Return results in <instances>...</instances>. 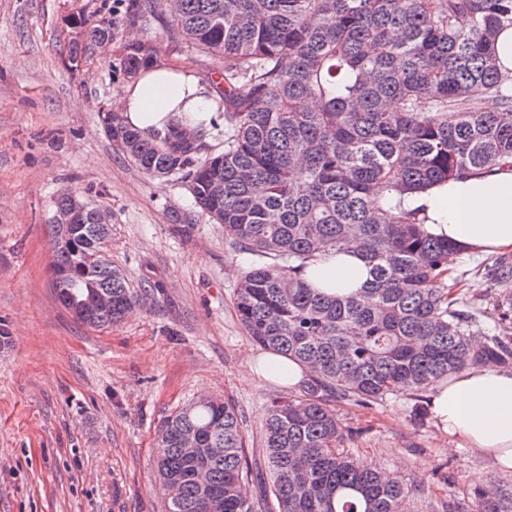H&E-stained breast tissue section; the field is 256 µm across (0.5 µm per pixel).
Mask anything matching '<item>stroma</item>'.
<instances>
[{"mask_svg":"<svg viewBox=\"0 0 512 512\" xmlns=\"http://www.w3.org/2000/svg\"><path fill=\"white\" fill-rule=\"evenodd\" d=\"M112 17L108 51L71 60L84 28ZM146 31L108 0H0V512H164L154 476L163 422L198 397L231 398L250 452L271 400L288 388L250 374L261 354L234 292L244 257L196 208L181 176L138 169L105 136L103 109ZM156 59L224 91L223 58L160 33ZM111 224L106 254L144 298L106 329L78 322L52 284L50 221L62 188ZM413 395L335 401L357 437L342 448L400 477L420 512H476V490L512 493V473L449 450Z\"/></svg>","mask_w":512,"mask_h":512,"instance_id":"obj_1","label":"stroma"}]
</instances>
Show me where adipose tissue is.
<instances>
[{
  "instance_id": "adipose-tissue-1",
  "label": "adipose tissue",
  "mask_w": 512,
  "mask_h": 512,
  "mask_svg": "<svg viewBox=\"0 0 512 512\" xmlns=\"http://www.w3.org/2000/svg\"><path fill=\"white\" fill-rule=\"evenodd\" d=\"M117 104L125 121L147 135L162 128L169 113L187 112L207 122L217 109L207 83L162 63L144 68ZM402 205L418 211L428 232L464 252H512V165L448 179L405 196ZM368 277L355 247L319 256L306 271L307 281L328 294L356 291ZM430 407L451 448L471 449L502 472H512V370L486 365L457 371L435 388Z\"/></svg>"
}]
</instances>
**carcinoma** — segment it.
<instances>
[{"instance_id": "cac0c4a2", "label": "carcinoma", "mask_w": 512, "mask_h": 512, "mask_svg": "<svg viewBox=\"0 0 512 512\" xmlns=\"http://www.w3.org/2000/svg\"><path fill=\"white\" fill-rule=\"evenodd\" d=\"M157 6L136 4L147 24ZM171 26L224 58V150L195 160L203 126L181 113L149 136L122 117L104 133L144 173L184 175L196 207L248 256L234 294L246 335L314 376L271 403L257 459L229 401L201 397L169 416L155 459L165 512H410L402 480L340 451L348 431L331 399L377 402L468 366H512V265L489 278L502 318L486 333L485 294L454 276L462 249L398 205L512 160V94L490 50L512 27V0H180ZM111 38L102 20L71 57ZM155 55L156 43L133 44L121 69L137 74ZM106 240L88 216L51 224L52 267L70 272L56 296L83 308L112 293L89 324L99 329L138 300ZM353 243L370 267L364 287L329 295L306 283L313 259ZM253 480L262 492L249 500L241 486ZM478 512H512V499L483 498Z\"/></svg>"}]
</instances>
